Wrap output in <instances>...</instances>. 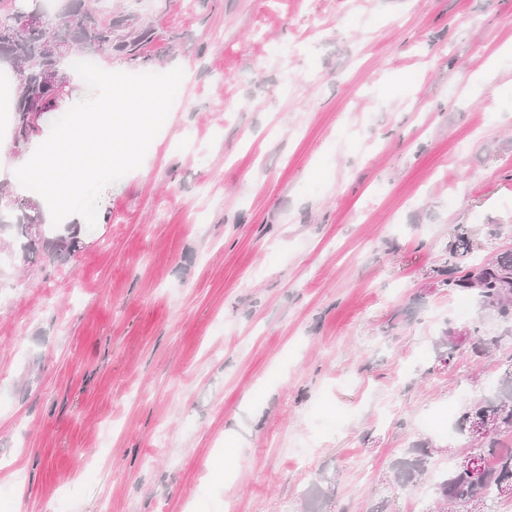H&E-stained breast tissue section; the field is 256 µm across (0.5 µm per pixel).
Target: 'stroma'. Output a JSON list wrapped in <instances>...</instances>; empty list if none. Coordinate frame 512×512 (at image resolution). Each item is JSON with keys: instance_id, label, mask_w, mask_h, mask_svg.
<instances>
[{"instance_id": "stroma-1", "label": "stroma", "mask_w": 512, "mask_h": 512, "mask_svg": "<svg viewBox=\"0 0 512 512\" xmlns=\"http://www.w3.org/2000/svg\"><path fill=\"white\" fill-rule=\"evenodd\" d=\"M181 68L141 170L85 246L0 235V512H424L448 419L512 364L441 288L457 228L512 250V0H103ZM492 341L449 365L434 342ZM466 336H455L451 329L440 336L435 342L436 359L440 363H449L458 347L464 342L470 345L471 353L476 358H483L490 352L487 343L479 336L480 330L477 327H467ZM431 447L430 443H422L396 460L392 465L390 482L403 487L417 483L430 470L434 451Z\"/></svg>"}]
</instances>
